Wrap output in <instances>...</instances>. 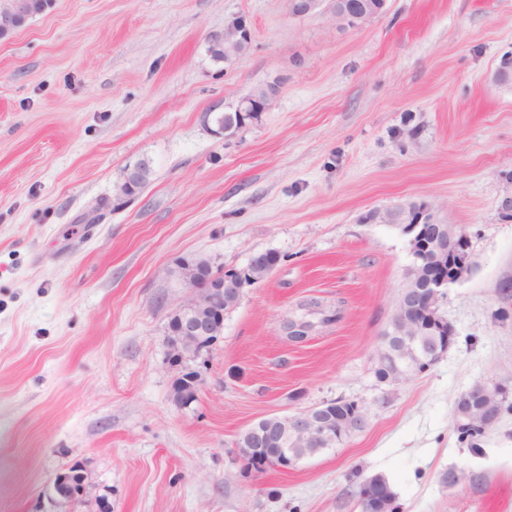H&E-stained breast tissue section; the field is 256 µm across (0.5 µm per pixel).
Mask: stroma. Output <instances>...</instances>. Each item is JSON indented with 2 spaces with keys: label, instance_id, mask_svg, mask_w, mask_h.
I'll return each mask as SVG.
<instances>
[{
  "label": "stroma",
  "instance_id": "obj_1",
  "mask_svg": "<svg viewBox=\"0 0 512 512\" xmlns=\"http://www.w3.org/2000/svg\"><path fill=\"white\" fill-rule=\"evenodd\" d=\"M236 15L253 41L226 66L207 40ZM506 57L512 0H387L347 30L288 0H52L0 40V512H56L49 482L74 464L89 488L70 512H361V474L399 512H512V410L477 453L452 429L472 383H512ZM274 80L267 112L210 132L206 113ZM142 163L146 185L117 199ZM409 201L464 227L476 270L441 307L454 347L389 389L374 355L411 256L365 217ZM265 251L277 266L225 314L179 407L164 337L181 267ZM290 317L313 323L306 342ZM339 398L369 408L364 432L240 477L246 427Z\"/></svg>",
  "mask_w": 512,
  "mask_h": 512
}]
</instances>
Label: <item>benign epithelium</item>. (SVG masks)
<instances>
[{
	"instance_id": "1",
	"label": "benign epithelium",
	"mask_w": 512,
	"mask_h": 512,
	"mask_svg": "<svg viewBox=\"0 0 512 512\" xmlns=\"http://www.w3.org/2000/svg\"><path fill=\"white\" fill-rule=\"evenodd\" d=\"M293 16L303 17L322 9L338 30L365 25L384 12L386 0H288ZM46 0H0V39L12 35L23 19L46 11ZM252 29L246 18L233 16L224 23V31L209 39L211 53L224 55L231 63L252 45ZM278 94V85L270 83L252 91L230 105L237 119L227 123L211 121V132L226 138L248 122L258 119ZM139 189L136 169L126 173L118 196L129 197ZM498 215L512 216V176L500 197ZM368 222L388 224L408 239L411 264L404 273L394 313L380 335L374 358L377 379L398 385L428 370L448 355L455 345L456 331L440 311L448 287L467 279L475 268L469 240L457 224L443 223L435 208L425 203L405 204L398 208L373 210ZM209 265L198 260L185 268L191 297L174 309L166 327L167 361L176 372L173 399L181 406L197 400L203 385L204 354L218 341L216 320L224 319V310L234 308L244 289L265 279L264 270L254 263L242 270L229 269L197 277V270ZM289 340L303 342L309 328L288 321L284 325ZM512 401V387L497 381H478L459 394L453 407V428L460 436L484 433L495 426L503 406ZM369 424V410L356 400L323 402L288 415H270L247 428L248 447L236 441L234 461L243 464L245 478L268 468L288 471L302 460V448H334L363 432ZM88 476L79 465L56 474L53 501L70 504L87 493ZM358 498L363 512H390L386 493L370 480L360 483Z\"/></svg>"
}]
</instances>
